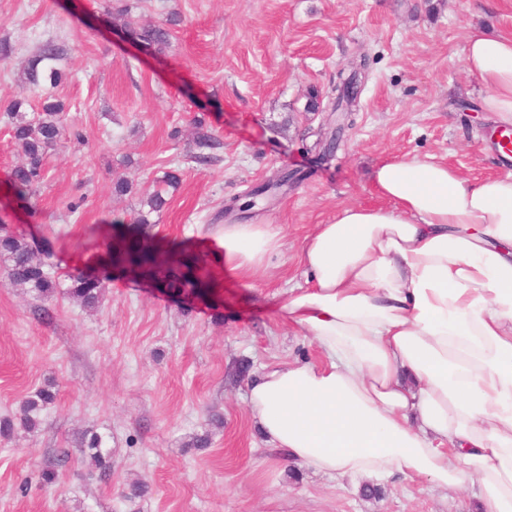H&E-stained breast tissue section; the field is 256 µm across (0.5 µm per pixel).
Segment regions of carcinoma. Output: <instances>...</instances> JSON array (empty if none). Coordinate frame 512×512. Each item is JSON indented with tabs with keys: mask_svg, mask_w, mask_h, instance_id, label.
<instances>
[{
	"mask_svg": "<svg viewBox=\"0 0 512 512\" xmlns=\"http://www.w3.org/2000/svg\"><path fill=\"white\" fill-rule=\"evenodd\" d=\"M117 16L122 20L123 28L137 40L159 51L169 44L170 27L179 22L177 17L172 16L161 25L138 29L129 17L128 9L117 10ZM59 55V47L52 42L38 48L21 77L20 97L11 103L7 112L11 137L21 146L25 156V161L11 170L7 185L18 200L26 203L30 202L36 188L45 178V157L48 151L68 130L63 104L57 101H44L41 112L37 114L25 109L29 104L27 94L48 85L54 87L61 80L60 71L53 65ZM1 256L9 261L7 278L10 284L26 288L40 298L48 299L57 294L58 283L45 259L44 251L39 247L30 244L22 236L5 234L0 236ZM169 259L171 256L160 253L157 248L139 239L130 241L123 250L114 249L112 253L114 263L127 261L131 273L156 281L167 275ZM70 280L71 285L67 290L69 297L85 306L101 303L105 292L104 278L89 277L77 272L70 275ZM54 399L55 393L49 389L35 391L22 403L17 419H0V437L10 438L17 427L28 433L36 431L41 424V411L52 404ZM86 448L99 471V478L108 477L112 471V462L103 453L102 439L91 437Z\"/></svg>",
	"mask_w": 512,
	"mask_h": 512,
	"instance_id": "carcinoma-1",
	"label": "carcinoma"
}]
</instances>
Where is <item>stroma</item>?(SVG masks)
<instances>
[{"label":"stroma","mask_w":512,"mask_h":512,"mask_svg":"<svg viewBox=\"0 0 512 512\" xmlns=\"http://www.w3.org/2000/svg\"><path fill=\"white\" fill-rule=\"evenodd\" d=\"M121 4L142 25L178 14L169 47L134 44L113 27ZM476 26L512 32V0H0V40L14 48L0 62V230L45 251L60 282L77 269L108 276L89 310L11 286L0 259V417L47 383L57 391L38 432L0 438V512H476L469 484L444 490L394 474L367 497L363 480L290 463L268 449L247 401L264 366L319 361L309 337L277 321L272 296L304 284L299 253L315 225L344 206H386L378 164L504 175L480 108L485 89L464 62ZM49 41L63 48L64 74L50 94L80 136L50 151L27 209L7 186L21 152L6 111ZM359 63L358 110L335 155L320 160L336 85ZM198 118L221 142L208 162L195 158ZM167 171L180 184L149 212ZM287 172L297 180L280 186ZM119 179L132 184L126 195L113 192ZM269 183L276 194L254 196ZM144 212L155 245L213 272L208 296L113 264L109 246ZM228 224L273 225L285 247L266 269L225 277ZM94 433L112 456L105 481L82 455ZM61 448L68 462L37 487ZM135 481L148 489L126 499Z\"/></svg>","instance_id":"35a3bbf8"}]
</instances>
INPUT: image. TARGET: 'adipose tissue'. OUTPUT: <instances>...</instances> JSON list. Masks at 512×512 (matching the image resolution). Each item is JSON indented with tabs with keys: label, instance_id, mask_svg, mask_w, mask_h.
I'll list each match as a JSON object with an SVG mask.
<instances>
[{
	"label": "adipose tissue",
	"instance_id": "adipose-tissue-1",
	"mask_svg": "<svg viewBox=\"0 0 512 512\" xmlns=\"http://www.w3.org/2000/svg\"><path fill=\"white\" fill-rule=\"evenodd\" d=\"M482 108L512 125V35L471 29ZM388 204L349 206L306 237L300 288L279 322L318 364L265 367L248 391L270 448L332 477L395 473L478 485L481 512H512V175L480 181L419 160L379 164ZM269 224L224 227V272L265 268Z\"/></svg>",
	"mask_w": 512,
	"mask_h": 512
}]
</instances>
